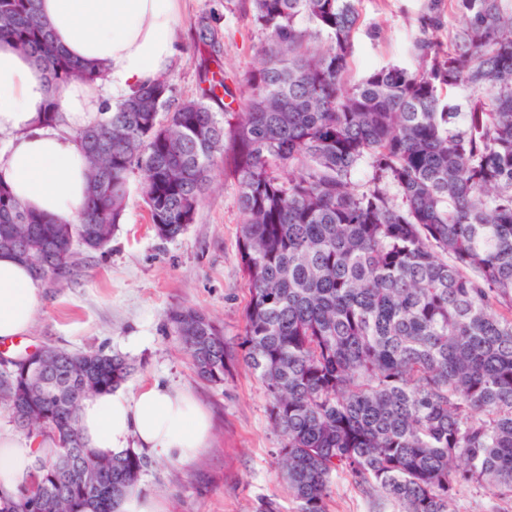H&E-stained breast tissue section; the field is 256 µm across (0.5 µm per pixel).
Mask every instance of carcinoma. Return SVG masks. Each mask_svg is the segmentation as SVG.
Masks as SVG:
<instances>
[{
    "mask_svg": "<svg viewBox=\"0 0 512 512\" xmlns=\"http://www.w3.org/2000/svg\"><path fill=\"white\" fill-rule=\"evenodd\" d=\"M244 2L266 36L240 79L247 96L221 65L193 99L172 100L165 77L139 87L76 134L88 163L79 223L0 184V251L40 281L52 276L41 255L73 270V242L99 251L112 240L133 176L157 236L175 239L221 157L243 213L238 350L193 308L170 320L197 379L222 384L242 363L261 382L295 512H329L339 472L402 512H450L470 486L512 493V0H448L461 24L446 47L428 36L443 2L429 0L417 68L353 81L357 0ZM320 35L327 46L302 51ZM0 40L31 55L53 89L102 78L53 42L37 0H0ZM195 41L214 45L208 18ZM457 88L469 92L465 112L448 100ZM132 371L118 355L57 348L39 375L19 370L0 385L28 437L48 431L55 446L0 512H116L144 457L96 455L79 409ZM96 467L112 496L84 481Z\"/></svg>",
    "mask_w": 512,
    "mask_h": 512,
    "instance_id": "carcinoma-1",
    "label": "carcinoma"
}]
</instances>
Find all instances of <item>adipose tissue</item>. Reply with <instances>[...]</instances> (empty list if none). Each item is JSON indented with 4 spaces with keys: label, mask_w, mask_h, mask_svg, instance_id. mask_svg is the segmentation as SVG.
Instances as JSON below:
<instances>
[{
    "label": "adipose tissue",
    "mask_w": 512,
    "mask_h": 512,
    "mask_svg": "<svg viewBox=\"0 0 512 512\" xmlns=\"http://www.w3.org/2000/svg\"><path fill=\"white\" fill-rule=\"evenodd\" d=\"M178 0H40L54 39L66 52L103 70L105 84L75 80L51 89L34 60L0 42V183L26 207L64 223L79 221L88 166L75 131L98 122L108 95L131 94L165 73L177 53ZM55 100L63 122L48 125L43 112ZM42 290L29 265L0 252V341L26 335L41 305ZM83 437L109 457L132 449L180 465L208 448L209 410L187 390L160 384L130 395L117 389L85 399L79 410ZM52 443L0 429V495L31 482L36 457Z\"/></svg>",
    "instance_id": "adipose-tissue-1"
}]
</instances>
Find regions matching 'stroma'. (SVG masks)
<instances>
[{
    "label": "stroma",
    "mask_w": 512,
    "mask_h": 512,
    "mask_svg": "<svg viewBox=\"0 0 512 512\" xmlns=\"http://www.w3.org/2000/svg\"><path fill=\"white\" fill-rule=\"evenodd\" d=\"M428 0H360L351 75L388 64L415 67L411 45ZM243 0H179L175 20L178 53L166 72L175 99L194 98L203 59L224 66L234 85L256 64L264 34L249 21ZM209 18L218 32L215 49L195 47L194 26ZM243 215L237 187L223 159H216L212 188L194 224L174 241L154 233L138 182H131L126 208L109 245L79 251L71 277L43 283L42 306L26 336L4 344L15 358L41 347L101 351L125 356L135 367L128 392L161 382L193 392L210 411L213 437L193 463L147 459L139 480L145 492L164 498L169 512H254L259 500H275L294 512L274 450L279 443L258 379L236 365L224 384L193 374L181 337L168 318L172 309L193 307L222 329L236 347L249 295L238 253ZM454 512H512V496L494 488L462 490ZM330 512H400L346 473L334 476Z\"/></svg>",
    "instance_id": "stroma-1"
}]
</instances>
